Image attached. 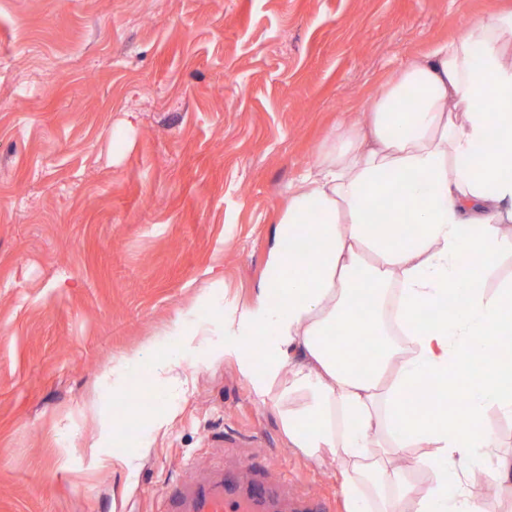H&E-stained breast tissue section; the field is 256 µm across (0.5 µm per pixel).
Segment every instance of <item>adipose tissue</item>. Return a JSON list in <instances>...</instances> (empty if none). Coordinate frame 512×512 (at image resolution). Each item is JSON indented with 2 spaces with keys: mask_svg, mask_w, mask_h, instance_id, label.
I'll return each mask as SVG.
<instances>
[{
  "mask_svg": "<svg viewBox=\"0 0 512 512\" xmlns=\"http://www.w3.org/2000/svg\"><path fill=\"white\" fill-rule=\"evenodd\" d=\"M398 72L367 123L291 186L255 300L219 304L210 325L174 321L160 366L178 382L185 353L220 333L292 447L335 459L349 512H485L476 480L512 497V453L486 425L492 409L512 418L498 355L512 335V275H496L512 257V11ZM486 141L495 150L475 153ZM362 321L367 358L336 344ZM440 376L458 405L410 415L413 388ZM409 448L426 488L395 463Z\"/></svg>",
  "mask_w": 512,
  "mask_h": 512,
  "instance_id": "ef3b65f1",
  "label": "adipose tissue"
}]
</instances>
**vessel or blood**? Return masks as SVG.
Segmentation results:
<instances>
[{
	"mask_svg": "<svg viewBox=\"0 0 512 512\" xmlns=\"http://www.w3.org/2000/svg\"><path fill=\"white\" fill-rule=\"evenodd\" d=\"M164 512H327L314 497L284 493L262 474L242 478L229 470L214 478L172 488Z\"/></svg>",
	"mask_w": 512,
	"mask_h": 512,
	"instance_id": "vessel-or-blood-1",
	"label": "vessel or blood"
}]
</instances>
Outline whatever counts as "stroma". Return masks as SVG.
<instances>
[{
	"instance_id": "35a3bbf8",
	"label": "stroma",
	"mask_w": 512,
	"mask_h": 512,
	"mask_svg": "<svg viewBox=\"0 0 512 512\" xmlns=\"http://www.w3.org/2000/svg\"><path fill=\"white\" fill-rule=\"evenodd\" d=\"M511 7L0 0V512H163L171 486L244 462L346 512L335 462L291 447L221 337L181 387L154 353L207 297L255 299L337 118L365 122L397 64ZM125 360L119 399L101 375ZM105 421L126 436L101 466Z\"/></svg>"
}]
</instances>
